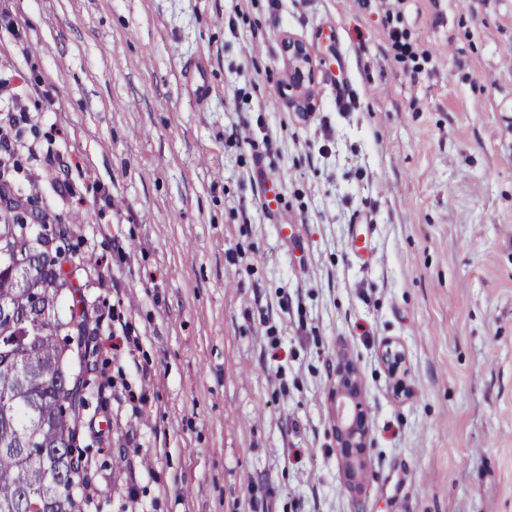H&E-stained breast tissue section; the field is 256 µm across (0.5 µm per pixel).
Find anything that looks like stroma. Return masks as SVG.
<instances>
[{
	"mask_svg": "<svg viewBox=\"0 0 512 512\" xmlns=\"http://www.w3.org/2000/svg\"><path fill=\"white\" fill-rule=\"evenodd\" d=\"M392 27L434 65L399 62ZM287 34L316 67L305 121ZM15 94L9 180L73 229L89 378L138 396L94 394L85 512H512V0H0ZM344 355L372 434L357 498ZM381 362L392 377L398 376L406 363V355L398 344L389 343L381 353ZM330 399L334 418L333 440L343 485L352 494L359 495L367 480V457L372 438L361 375L349 357H341L337 364Z\"/></svg>",
	"mask_w": 512,
	"mask_h": 512,
	"instance_id": "1",
	"label": "stroma"
}]
</instances>
